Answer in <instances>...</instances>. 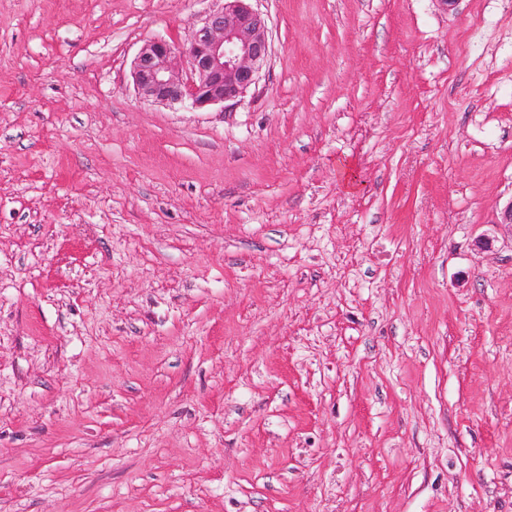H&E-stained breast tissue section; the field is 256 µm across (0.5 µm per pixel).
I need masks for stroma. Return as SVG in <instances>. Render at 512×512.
Here are the masks:
<instances>
[{
  "label": "stroma",
  "instance_id": "35a3bbf8",
  "mask_svg": "<svg viewBox=\"0 0 512 512\" xmlns=\"http://www.w3.org/2000/svg\"><path fill=\"white\" fill-rule=\"evenodd\" d=\"M212 6L0 0V512H512V0ZM213 7L186 45L154 39L139 50L132 79L140 98L200 109L237 100L255 84L271 54L266 17L252 0H212ZM187 59L183 77L177 56Z\"/></svg>",
  "mask_w": 512,
  "mask_h": 512
}]
</instances>
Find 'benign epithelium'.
Instances as JSON below:
<instances>
[{
	"label": "benign epithelium",
	"mask_w": 512,
	"mask_h": 512,
	"mask_svg": "<svg viewBox=\"0 0 512 512\" xmlns=\"http://www.w3.org/2000/svg\"><path fill=\"white\" fill-rule=\"evenodd\" d=\"M214 2L185 45L154 39L140 48L132 66L140 98L200 109L236 100L255 84L271 54L267 19L251 0ZM181 55L187 77L176 65Z\"/></svg>",
	"instance_id": "benign-epithelium-1"
}]
</instances>
